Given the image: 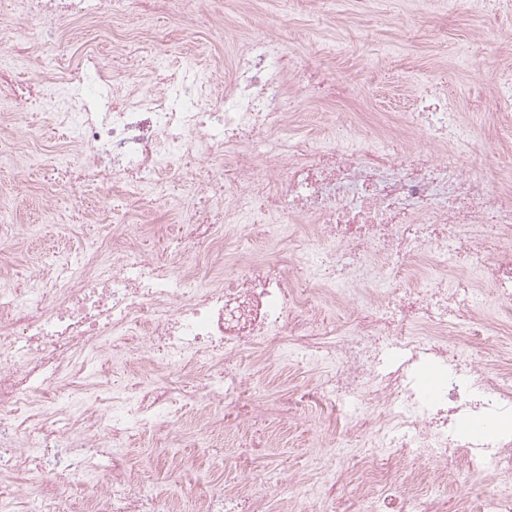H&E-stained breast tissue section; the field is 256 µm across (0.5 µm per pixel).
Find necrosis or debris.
Here are the masks:
<instances>
[{
	"label": "necrosis or debris",
	"instance_id": "necrosis-or-debris-1",
	"mask_svg": "<svg viewBox=\"0 0 512 512\" xmlns=\"http://www.w3.org/2000/svg\"><path fill=\"white\" fill-rule=\"evenodd\" d=\"M205 2L21 0L19 16L0 11V104L12 109L11 126L0 129V162L30 158L18 132L30 129L31 109L57 96L69 149L51 169V186L70 195L95 179L135 200L134 224L88 240L79 262L42 261L21 282L0 264V512H171L169 494L118 449L137 429L172 433L168 408L180 398L203 405L205 436L246 426L250 439L235 446L242 459L254 456V437L297 408L336 413L339 447L369 443L379 461L456 451L471 470L496 477L482 488L478 512H512V375H486L466 349L448 345L452 336L479 335L485 321L474 301L483 294L499 305V323L512 322V179L491 187L464 174L461 158L479 155L473 117L425 94L379 133L354 110L333 115L347 132L340 142L294 136L284 103L297 75L311 102L354 89L260 29L235 48L230 68L202 76L135 71L136 58L158 54L154 36L117 39L107 56L87 45L61 69L50 62L69 22L153 11L187 23ZM18 63L34 69L31 86L13 82ZM484 109L497 113L500 150L511 152V78L493 85ZM419 127L435 158L410 141ZM174 159L179 177L170 180L163 172ZM183 183L193 203L165 241L170 256L190 260L147 258L140 219L175 200ZM259 210L289 223L285 253L238 261L225 275L239 224ZM311 287L339 306L364 293L337 339L327 340L326 321L309 306ZM293 344L333 369L300 393L255 398L238 354ZM133 355L154 381L124 380L109 414L90 396L70 405L89 358L117 365ZM462 418L481 433L459 432ZM323 468L315 493L276 497L275 476H235L192 491L193 512H336L337 482L368 463L331 453ZM63 473L78 490L60 483ZM25 476L39 482L26 504L17 494ZM356 512L437 509L426 494L399 499L381 483Z\"/></svg>",
	"mask_w": 512,
	"mask_h": 512
}]
</instances>
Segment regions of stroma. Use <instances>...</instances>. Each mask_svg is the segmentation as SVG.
Wrapping results in <instances>:
<instances>
[{
	"instance_id": "obj_1",
	"label": "stroma",
	"mask_w": 512,
	"mask_h": 512,
	"mask_svg": "<svg viewBox=\"0 0 512 512\" xmlns=\"http://www.w3.org/2000/svg\"><path fill=\"white\" fill-rule=\"evenodd\" d=\"M488 15H470L465 6L452 13L429 12L424 0H380L377 14L354 11L351 0H214L210 12L222 15L224 36L216 38L207 23L182 26L171 18L155 20V27L169 31L163 57L170 71L194 67L204 72L216 59L230 61L235 46L244 41L250 25H268L276 40L310 60L330 63L339 78L358 76L359 106L368 117L384 119L401 112L415 87L432 91L440 86L443 73L456 69L459 57L474 61L473 71L461 74L471 89L492 86L502 72L496 59L512 58V0H491ZM288 111L306 115L303 136L321 139L329 114L339 112L337 104L308 102L300 90H292ZM23 177L27 188L12 201V222L23 256L37 260L57 252L74 254L86 238L98 229L82 223V213L72 202L59 203L62 222H51L45 212L48 191L38 172ZM241 372L257 390L270 393L303 389L315 374L306 356L289 353L278 370L267 368L255 353L245 351L238 358ZM331 435L327 422L309 413L297 414L287 425L276 428L271 445L258 457L257 468L286 458L290 471L300 473L306 485L322 482L320 469L312 458L323 451ZM232 435L214 437L209 444L181 448L188 475L203 474L222 481L234 467L228 445ZM124 453L137 468L149 471L156 485L169 487L166 469L167 443L151 430L133 433ZM421 473L434 478L447 498L450 512L475 482L489 483V476L475 478L462 462L436 460H395L376 472L377 479L398 489L411 490V478ZM304 484V485H305Z\"/></svg>"
}]
</instances>
